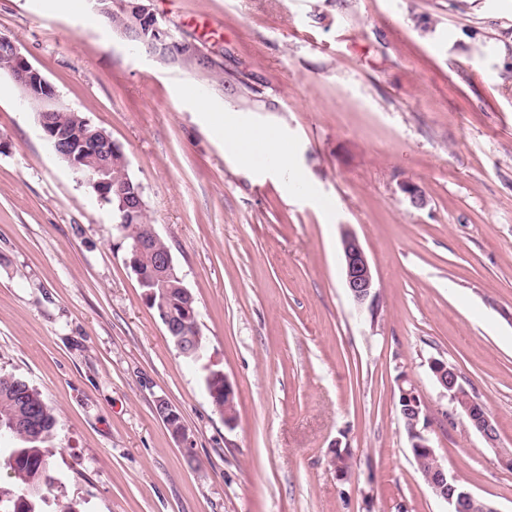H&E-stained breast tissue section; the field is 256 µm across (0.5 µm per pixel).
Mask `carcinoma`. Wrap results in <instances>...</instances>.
I'll return each mask as SVG.
<instances>
[{"label":"carcinoma","instance_id":"1","mask_svg":"<svg viewBox=\"0 0 512 512\" xmlns=\"http://www.w3.org/2000/svg\"><path fill=\"white\" fill-rule=\"evenodd\" d=\"M181 282L173 279L165 290L164 301L171 314L182 316ZM57 420L37 389L27 382L0 374V434L9 433L20 442L3 465L21 494L5 497L0 490V512H43L41 505L53 500L55 512H80L79 504L63 501L55 494L56 479L52 475V452L46 446Z\"/></svg>","mask_w":512,"mask_h":512}]
</instances>
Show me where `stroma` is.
Here are the masks:
<instances>
[{
    "mask_svg": "<svg viewBox=\"0 0 512 512\" xmlns=\"http://www.w3.org/2000/svg\"><path fill=\"white\" fill-rule=\"evenodd\" d=\"M191 65L131 50L90 0H0L56 90L119 143L236 394L215 412L84 178L0 73V373L53 409V475L82 512H448L396 408L411 375L442 464L512 512V7L501 0H148ZM248 75L260 96L225 86ZM223 112L287 141L308 190L238 163ZM410 182L425 202L400 189ZM377 315L344 282L343 227ZM453 364L488 445L429 369ZM166 398L185 459L155 410ZM348 449L339 479L332 447ZM341 248L345 287L353 302L373 315L378 309L374 271L359 237L349 227L342 232ZM165 407L163 414L160 413L159 407ZM158 408V410H157ZM156 411L163 423L167 426L173 438L182 445V449L188 459L193 457L191 440L188 430L184 424L181 413L163 398H159L156 403ZM168 417V418H167ZM176 418L177 422L171 424L168 419Z\"/></svg>",
    "mask_w": 512,
    "mask_h": 512,
    "instance_id": "stroma-1",
    "label": "stroma"
}]
</instances>
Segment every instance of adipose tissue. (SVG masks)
<instances>
[{"mask_svg": "<svg viewBox=\"0 0 512 512\" xmlns=\"http://www.w3.org/2000/svg\"><path fill=\"white\" fill-rule=\"evenodd\" d=\"M220 131L225 143L234 144L233 155L240 163L277 170L288 192L302 189L303 182L292 168L289 154L282 149L278 136L271 131L231 123L221 126Z\"/></svg>", "mask_w": 512, "mask_h": 512, "instance_id": "adipose-tissue-1", "label": "adipose tissue"}]
</instances>
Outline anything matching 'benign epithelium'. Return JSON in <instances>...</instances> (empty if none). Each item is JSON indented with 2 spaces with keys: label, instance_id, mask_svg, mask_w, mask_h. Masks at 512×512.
<instances>
[{
  "label": "benign epithelium",
  "instance_id": "7a95c632",
  "mask_svg": "<svg viewBox=\"0 0 512 512\" xmlns=\"http://www.w3.org/2000/svg\"><path fill=\"white\" fill-rule=\"evenodd\" d=\"M96 11L104 17H112V12L120 10L129 18L128 27L120 30L126 40H133L140 33L142 22L147 17L154 16L145 0H92ZM0 52L11 58L9 75L23 89L25 97L42 105L37 116L38 125L44 139L49 143L56 156L67 161L73 172L85 178L99 194H106L112 189V182L106 178L107 169L112 161L128 167V160L120 144L112 140L102 129L94 127L87 118L82 123L71 128H60L52 120V113L58 111L56 104L57 94L55 88L46 80L41 71L36 68L22 52L21 48L13 41L0 43ZM104 158L106 162L95 166L101 178L93 179L88 173V165ZM121 194V209L124 212L141 211L145 207L143 187L141 183H132L125 179L124 186L118 189ZM117 229L121 240L130 243L127 247L126 265L136 275L140 287L144 288V295L149 304L163 315L161 323L165 329H170L169 317L163 303L157 301L158 294L164 292L168 278L176 276V266L171 251H166L156 261V265L144 269L138 258L150 250L151 242L160 239L154 228L149 232L140 234L134 225L119 224ZM341 248L345 271V287L353 300L360 308L375 313L378 309V294L372 265L366 251L357 236L350 228H344L341 235ZM194 352L197 353V361L203 363L207 371L206 386L209 396L213 399H224V424L232 427L235 421L231 419V409L235 405L236 392L226 375L215 368L208 357L203 343V337H198ZM429 365L436 377L437 384L442 393L448 395L451 402H460L459 414L466 422L479 433L491 446L496 445L498 431L496 423L487 411L486 407L473 399L461 382L458 381L459 373L447 362L433 359ZM403 401L408 403L404 411V418L411 427L410 436L412 443L418 448H426L429 457L436 458L431 439L426 430L429 427L427 405L416 391L409 375L403 373L398 378ZM156 406L163 407L161 420L167 426L173 438L182 445L187 458L193 457L191 440L184 424L181 413L165 399L157 400ZM426 481L434 495L448 503V512H458L463 506H472L475 512H499L491 503L477 498L466 486L458 484V476L449 472L447 468L434 464Z\"/></svg>",
  "mask_w": 512,
  "mask_h": 512
}]
</instances>
